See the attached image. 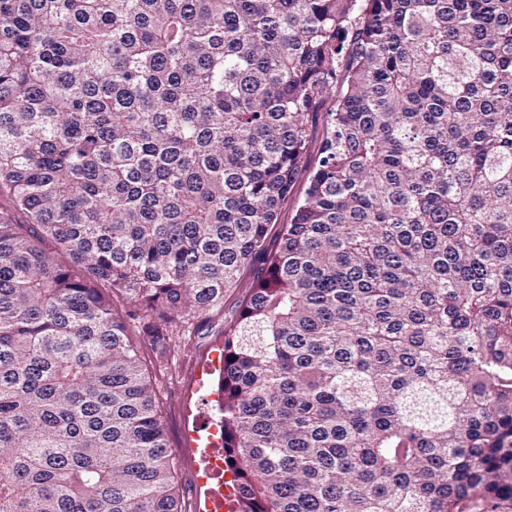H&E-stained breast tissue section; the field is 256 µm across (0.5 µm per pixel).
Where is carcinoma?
<instances>
[{
    "label": "carcinoma",
    "instance_id": "obj_1",
    "mask_svg": "<svg viewBox=\"0 0 512 512\" xmlns=\"http://www.w3.org/2000/svg\"><path fill=\"white\" fill-rule=\"evenodd\" d=\"M251 268L237 512H512V0H0V512H184L114 299Z\"/></svg>",
    "mask_w": 512,
    "mask_h": 512
}]
</instances>
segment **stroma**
Masks as SVG:
<instances>
[{
	"mask_svg": "<svg viewBox=\"0 0 512 512\" xmlns=\"http://www.w3.org/2000/svg\"><path fill=\"white\" fill-rule=\"evenodd\" d=\"M245 294L236 289L224 299V309L213 315L207 331L197 336L171 335L165 355L153 351L154 333L164 330L163 322L147 315H139L138 339L144 347L145 368L159 394L157 403L166 427L168 446L173 455L174 486L186 512H197L204 489L200 485L199 458L187 451L182 439L185 431L201 428L215 429L218 420L216 375H202L203 363L214 361L219 354L216 347L225 322L236 314Z\"/></svg>",
	"mask_w": 512,
	"mask_h": 512,
	"instance_id": "35a3bbf8",
	"label": "stroma"
}]
</instances>
